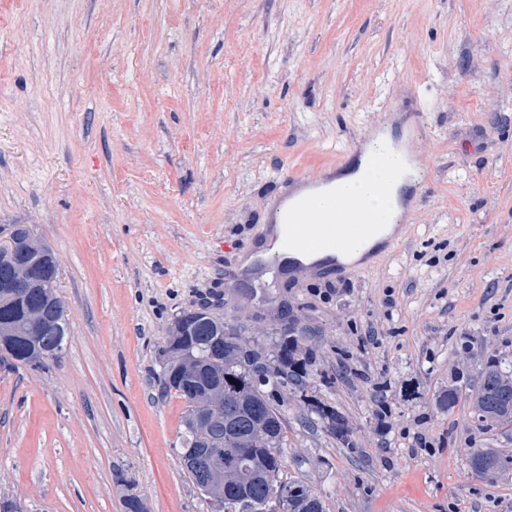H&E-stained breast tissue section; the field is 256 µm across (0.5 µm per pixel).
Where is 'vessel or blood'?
Instances as JSON below:
<instances>
[{
	"label": "vessel or blood",
	"mask_w": 512,
	"mask_h": 512,
	"mask_svg": "<svg viewBox=\"0 0 512 512\" xmlns=\"http://www.w3.org/2000/svg\"><path fill=\"white\" fill-rule=\"evenodd\" d=\"M393 125V120H386L370 136L381 140L385 150L399 158L398 167L385 176L381 192L387 206L403 221L421 196L429 162L419 148V120L406 123L398 132ZM378 160L377 153L366 152L360 158L348 159L345 166L362 181L373 173ZM287 182L288 189L273 210L272 221L278 229L267 248L266 260L277 267L287 266L290 276L314 271L313 256L337 258L348 249L366 247L382 235L384 228L374 224L365 200L348 194L345 185L300 175L289 176Z\"/></svg>",
	"instance_id": "obj_1"
}]
</instances>
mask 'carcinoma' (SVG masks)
Instances as JSON below:
<instances>
[{
    "label": "carcinoma",
    "instance_id": "obj_1",
    "mask_svg": "<svg viewBox=\"0 0 512 512\" xmlns=\"http://www.w3.org/2000/svg\"><path fill=\"white\" fill-rule=\"evenodd\" d=\"M55 312V303L44 293H32L23 302L0 298V335L14 337V365L42 368L47 359H57L53 336H47L44 347L49 358L38 359L30 337L38 334V321ZM187 313L194 318L193 328L168 331L162 347L164 357L162 385L190 404L217 384L223 385V399L216 413L233 419L237 447L222 448L224 459L237 463L233 477L224 485V512H324L322 502L304 482L282 477L284 448L287 447L285 420L279 401L288 390L305 391L309 385V366L313 350L303 349L299 338L281 333L271 347L251 344L241 338L237 328L228 323L214 327L196 310ZM241 340V351L229 354L227 341ZM261 358L267 367L261 380L251 381V358ZM479 422H512V371L497 361L481 374L476 397ZM192 410L183 420L184 432L178 455L199 449V445L215 438L211 427L191 422ZM325 424L336 439L349 440L348 419L336 408L315 402L303 414V421ZM474 471L488 476L512 467L511 454H488L476 451L472 457ZM284 490L288 497L277 495Z\"/></svg>",
    "mask_w": 512,
    "mask_h": 512
}]
</instances>
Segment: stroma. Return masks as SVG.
Listing matches in <instances>:
<instances>
[{
  "instance_id": "1",
  "label": "stroma",
  "mask_w": 512,
  "mask_h": 512,
  "mask_svg": "<svg viewBox=\"0 0 512 512\" xmlns=\"http://www.w3.org/2000/svg\"><path fill=\"white\" fill-rule=\"evenodd\" d=\"M414 92L431 176L397 249L233 287L283 180L333 172ZM0 224L53 249L68 326L45 368L0 362V502L222 512L159 382L207 300L246 340L288 316L313 349L283 473L324 512H512V469L471 468L512 453L474 408L483 366L512 361V0H0ZM309 397L351 444L301 421ZM472 466L479 476H489L490 474L512 467L511 454H488L484 451H476L472 457Z\"/></svg>"
}]
</instances>
